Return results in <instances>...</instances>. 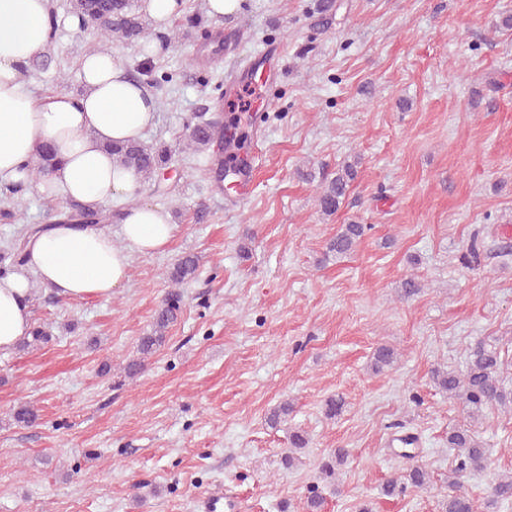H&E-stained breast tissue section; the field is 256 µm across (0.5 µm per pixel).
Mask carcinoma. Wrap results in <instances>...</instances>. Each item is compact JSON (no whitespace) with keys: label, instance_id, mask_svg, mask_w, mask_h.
<instances>
[{"label":"carcinoma","instance_id":"carcinoma-1","mask_svg":"<svg viewBox=\"0 0 512 512\" xmlns=\"http://www.w3.org/2000/svg\"><path fill=\"white\" fill-rule=\"evenodd\" d=\"M70 9L83 27H92L101 37L116 43L127 44L141 40H156L164 45L170 38L167 34L152 33L146 28L138 13L133 11L130 0H70ZM235 129L230 136L229 149L225 154L215 153L213 146L224 140L225 127ZM251 139L249 127L243 125L242 117L233 113L219 114L201 113L191 117L186 125V131L179 143L178 151L191 154L207 153L210 155L209 178L217 186L224 184V161L234 162L239 152L244 149ZM114 161L122 166L134 169L142 177L143 182L153 184L160 170L164 169L173 158L170 149H153L141 142L115 144L107 147ZM54 156L46 149L37 152L36 161L30 171V176L37 179L52 167ZM359 160L346 162L341 165L334 176L324 177L316 201L320 211L326 215L335 213L343 202L347 191L357 175ZM56 217L66 223L79 226L97 225L105 222L107 216L102 211L87 210L79 205L72 206L65 212H59ZM47 230V227L32 224L16 230L12 235L3 239V260L10 265H20L25 262L28 240L31 236ZM365 232L363 224H342L336 235L327 243V252L337 256L347 255L354 251L360 238ZM495 253L497 256H507L512 253L509 245H498L496 241L486 244L482 241L474 244L472 258L479 260L483 252ZM197 257L185 254L180 257L169 271L168 278L172 288L166 292L156 311L153 332L139 340V357L129 360L125 366L126 376L133 378L144 369V359L160 347L166 333L178 320L182 312L183 294L180 287L197 277ZM397 362V352L388 345L379 346L373 353L371 367L379 373L391 368ZM500 352L498 348L484 341H479L469 347L466 354L464 370L435 369L432 371L434 383L448 396L455 397L468 407V416L478 417L483 409L489 406H512V389H507L499 373ZM291 452L283 458L287 467L294 465L293 452L307 445V438L300 432L289 435ZM399 441L407 446L400 457L413 462L404 477V481H393L386 487L389 495H400L410 487L420 488L426 481V470L415 463L414 452L410 446L416 442V437L405 435ZM448 445L458 449V464L448 477V495L443 501L442 512H474L473 500L463 489L460 478L466 474L483 473L488 464L486 450L482 442L476 440L464 429H454L448 433ZM348 457L344 448H337L319 465V473L323 479H335L339 467ZM512 500V475L496 478L491 486L490 498L487 504L495 506L500 501Z\"/></svg>","mask_w":512,"mask_h":512}]
</instances>
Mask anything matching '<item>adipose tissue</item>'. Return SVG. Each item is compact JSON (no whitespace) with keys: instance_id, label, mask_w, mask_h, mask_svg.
Instances as JSON below:
<instances>
[{"instance_id":"ef3b65f1","label":"adipose tissue","mask_w":512,"mask_h":512,"mask_svg":"<svg viewBox=\"0 0 512 512\" xmlns=\"http://www.w3.org/2000/svg\"><path fill=\"white\" fill-rule=\"evenodd\" d=\"M49 2L0 0V186L24 180L46 146L56 163L32 184L40 196L92 210L117 199L130 206L114 235L55 222L30 239L26 264L0 278V354L32 328L31 278L68 299L112 296L128 281L133 255L163 251L175 229L167 208L143 201L140 175L107 150L142 139L157 109L117 55L101 48L84 53L80 95H40L25 79L30 60L49 43Z\"/></svg>"}]
</instances>
